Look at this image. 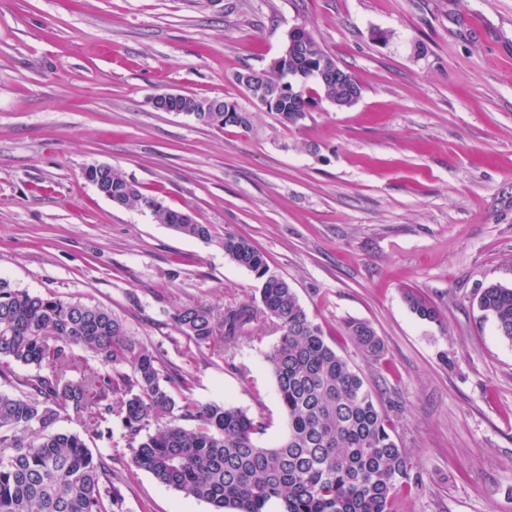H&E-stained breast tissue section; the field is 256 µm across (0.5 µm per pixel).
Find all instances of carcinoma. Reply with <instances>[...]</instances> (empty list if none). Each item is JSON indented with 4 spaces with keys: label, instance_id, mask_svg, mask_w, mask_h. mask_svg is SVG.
I'll use <instances>...</instances> for the list:
<instances>
[{
    "label": "carcinoma",
    "instance_id": "cac0c4a2",
    "mask_svg": "<svg viewBox=\"0 0 512 512\" xmlns=\"http://www.w3.org/2000/svg\"><path fill=\"white\" fill-rule=\"evenodd\" d=\"M303 59L310 69L297 84L274 68L261 70L259 85L279 122L296 126L321 100L332 104L359 89L307 29ZM337 70L339 83L324 85L314 70ZM224 100L189 95L176 108L219 129L245 124L225 119ZM120 207L144 208L178 233L211 239L199 223L153 197L115 169L87 167ZM224 255L252 272L260 303L222 313L199 304L175 307L171 320L196 350L233 347L263 325L277 334L266 355L276 381L286 429L273 446L258 440L264 423L221 402L178 400L190 372L167 367L161 355L139 342L112 310L81 300L32 294L0 279V512H123V495L112 484L87 436L112 440V419L121 422L134 467L151 473L185 498L205 501L215 512H393L398 493L419 487L411 455L398 445L392 425L364 379L326 340L322 327L301 305L288 280L271 272L244 237L224 234ZM407 302L421 319L437 320L436 308L418 293ZM499 335L512 341V287L490 283L476 297ZM363 353L379 357L384 341L366 322L345 324ZM93 354L102 369L80 367L74 348ZM32 366L20 375L15 367ZM129 371H124V368ZM79 431L56 429L60 419ZM195 422L192 427L182 422Z\"/></svg>",
    "mask_w": 512,
    "mask_h": 512
}]
</instances>
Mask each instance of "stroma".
Listing matches in <instances>:
<instances>
[{"label": "stroma", "instance_id": "35a3bbf8", "mask_svg": "<svg viewBox=\"0 0 512 512\" xmlns=\"http://www.w3.org/2000/svg\"><path fill=\"white\" fill-rule=\"evenodd\" d=\"M306 27L358 80L284 127L237 82ZM170 91L230 98L252 130L155 111ZM107 164L192 211L208 241L118 207L82 176ZM247 238L368 382L421 484L395 512H512V341L474 298L512 286V0H0V277L111 309L187 396L285 417L263 332L188 356L173 307L254 303L259 283L224 255ZM439 313L420 319L407 292ZM369 323L381 358L345 323ZM113 422L123 512H213L135 468ZM345 332L364 354L372 357H380L383 354L384 341L368 323L360 320L348 321L345 324Z\"/></svg>", "mask_w": 512, "mask_h": 512}]
</instances>
